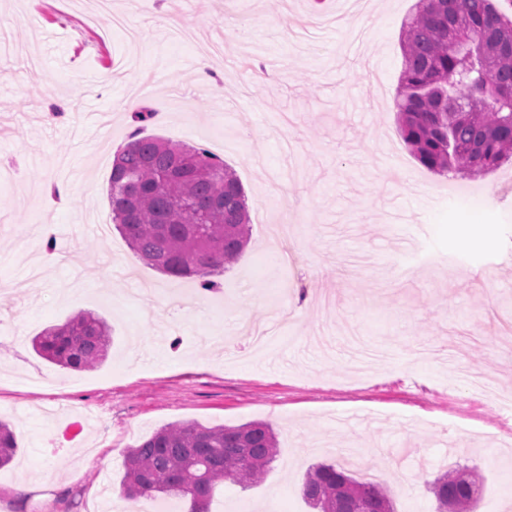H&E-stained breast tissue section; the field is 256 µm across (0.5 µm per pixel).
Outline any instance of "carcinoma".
Returning a JSON list of instances; mask_svg holds the SVG:
<instances>
[{
    "mask_svg": "<svg viewBox=\"0 0 512 512\" xmlns=\"http://www.w3.org/2000/svg\"><path fill=\"white\" fill-rule=\"evenodd\" d=\"M401 45L395 108L413 156L439 175L479 176L512 164V18L498 0H416ZM140 133L113 160L112 222L146 265L213 290L249 233L242 184L209 150ZM111 342V326L92 312L32 339L38 355L73 370L103 363ZM16 448L14 432L0 422V466ZM277 453L264 422L171 424L127 449L121 494L182 498L189 512H209L218 483L259 485ZM482 486L473 468L449 470L431 484L437 512L450 503L454 512H475ZM301 491L314 512H395L383 487L334 463L311 465Z\"/></svg>",
    "mask_w": 512,
    "mask_h": 512,
    "instance_id": "1",
    "label": "carcinoma"
}]
</instances>
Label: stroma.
Masks as SVG:
<instances>
[{
	"label": "stroma",
	"mask_w": 512,
	"mask_h": 512,
	"mask_svg": "<svg viewBox=\"0 0 512 512\" xmlns=\"http://www.w3.org/2000/svg\"><path fill=\"white\" fill-rule=\"evenodd\" d=\"M414 0H373L352 26L318 24L330 0H109L138 39L91 18L90 0H0V419L17 450L0 512H100L120 502L123 454L175 422L269 423L265 480L217 485L210 512H310V465L376 474L395 512H436L432 482L483 476L477 512L512 507V415L469 373L512 397V165L428 173L397 126L404 20ZM172 21L161 28L152 13ZM287 16V28L273 24ZM128 27V28H129ZM224 90L195 86L200 44ZM112 82L99 83L102 72ZM162 111L145 134L203 146L241 180L250 240L211 294L144 264L111 221L112 160L135 129L122 102L137 76ZM61 106L47 121V104ZM67 192L52 198L51 188ZM48 224L77 264L29 281L22 226ZM185 299L171 314L165 293ZM83 311L113 344L72 371L31 339ZM98 418L65 441L45 415Z\"/></svg>",
	"instance_id": "1"
}]
</instances>
